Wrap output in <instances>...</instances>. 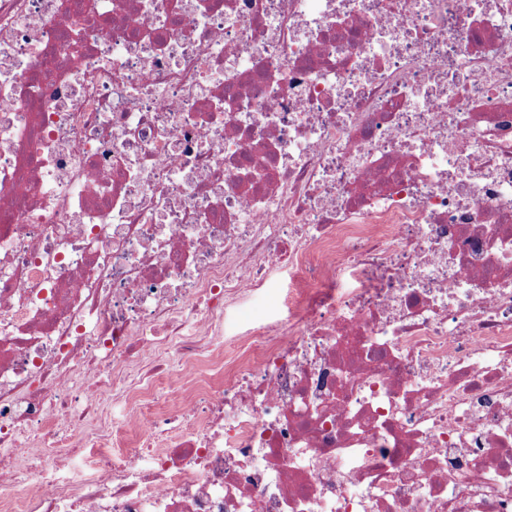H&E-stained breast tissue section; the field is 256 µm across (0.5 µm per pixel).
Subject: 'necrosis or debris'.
Wrapping results in <instances>:
<instances>
[{
	"mask_svg": "<svg viewBox=\"0 0 512 512\" xmlns=\"http://www.w3.org/2000/svg\"><path fill=\"white\" fill-rule=\"evenodd\" d=\"M0 512H512V0H0ZM275 279L278 283V288H273L267 293L257 296L244 305L240 311L230 312L228 314V323L236 328H240L246 320L260 317L268 305L286 310L282 288H288V274L284 271L277 272Z\"/></svg>",
	"mask_w": 512,
	"mask_h": 512,
	"instance_id": "1",
	"label": "necrosis or debris"
}]
</instances>
